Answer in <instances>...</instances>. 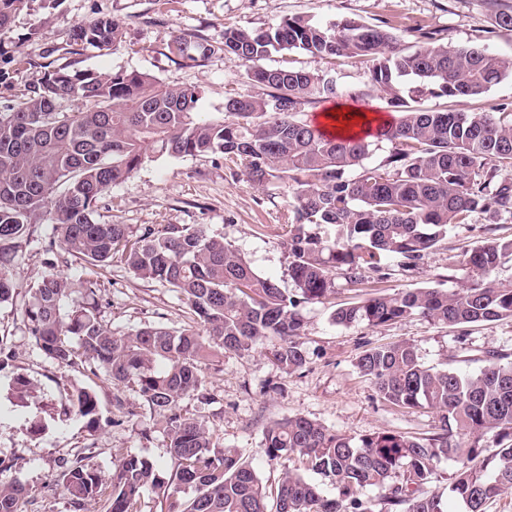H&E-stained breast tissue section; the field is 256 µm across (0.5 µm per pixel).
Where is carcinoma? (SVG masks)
I'll use <instances>...</instances> for the list:
<instances>
[{"label":"carcinoma","instance_id":"1","mask_svg":"<svg viewBox=\"0 0 512 512\" xmlns=\"http://www.w3.org/2000/svg\"><path fill=\"white\" fill-rule=\"evenodd\" d=\"M27 0H0V35ZM494 25L512 30V4L499 0ZM420 40L403 46L399 28L342 20L320 25L289 17L264 31L224 29L212 44L176 35L168 45L179 59L224 52L253 64L249 78L269 88L265 98L238 95L226 117L202 120L198 91L160 83L138 71L97 73L44 67L26 93L0 111V252L14 250L41 219L52 224L45 246L49 272L28 289L25 316L30 336L61 367L82 362L102 371L115 387L136 386L165 424L171 470L136 454L121 456L105 474L71 461L58 486L75 504L108 495L107 512H138L144 492L162 494L166 512H447L443 495L427 491L442 458L461 466L448 497L466 512L512 490V354L488 350L476 374L426 366L415 344L403 341L364 351L359 373L381 400L408 410L430 408L438 421L429 437L388 432L336 433L315 421L289 416L263 431L268 461L294 456L303 470L336 489L329 498L298 471H286L276 496L234 448H220L202 419L184 412L182 400L201 393V367L218 355L266 346L285 374L307 364L297 337L300 307L335 292L333 272L358 280L391 259L417 266L424 253L484 213L495 224L512 216V113H465L424 106L429 99L476 98L512 75V58L485 47H451L417 26ZM75 45L118 49L121 24L97 17L77 25ZM303 50L335 66L341 59L371 63L372 84L400 113L378 133L341 138L302 119L306 100L361 94L345 91L330 73L257 62L273 52ZM391 144L383 161L373 150ZM220 155L240 162L246 181L283 189L288 199V272L292 292L260 276L205 224H167L136 234L127 224L100 223L94 214L104 194L157 157ZM62 250L104 268L114 255L133 275L179 290L200 329L146 325L117 335L103 323L98 281L79 283L82 300L63 312L72 292L54 272ZM512 261V238H492L467 249L462 264L476 284L380 295L340 307L337 325H386L419 315L463 325L512 318V286L493 275ZM15 285L0 266V304ZM69 408L101 427L96 393L81 388ZM497 448L481 457L483 448ZM368 487L381 489L375 503ZM26 489L0 484V512H21Z\"/></svg>","mask_w":512,"mask_h":512}]
</instances>
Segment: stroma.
I'll list each match as a JSON object with an SVG mask.
<instances>
[{
    "label": "stroma",
    "instance_id": "obj_1",
    "mask_svg": "<svg viewBox=\"0 0 512 512\" xmlns=\"http://www.w3.org/2000/svg\"><path fill=\"white\" fill-rule=\"evenodd\" d=\"M491 14L488 0H28L13 17L10 30L0 36V68L12 73L9 83L0 84V104L19 95L41 65L52 60L80 70H134L167 85L199 88L197 112L219 120L225 98L236 93L262 97L266 87L249 80L247 64L232 55L219 53L200 62L172 60L168 45L175 35L218 42L228 27L261 31L290 16L324 25L352 18L371 25L389 22L405 30L422 24L442 43L483 46L512 57V31L493 27ZM103 15L123 25L117 51L81 47L64 53L75 25ZM336 78L344 89L364 92L367 109L387 111L362 60L338 62ZM436 105L458 112H512V77L480 97L440 99ZM287 210L286 196L246 183L239 168L223 158L161 156L112 186L95 218L137 231L164 224L208 225L258 274L289 291L293 283L282 229ZM32 230L29 242L8 263L20 294L0 305V341L16 353L15 361L0 368V458L14 464L12 470L0 472V482L17 480L26 486L23 512H107L105 501L80 508L53 489L66 462L84 457L108 472L120 454L132 453L163 468L169 461L166 438L159 417L133 384L118 392L127 413L117 415L112 406L116 392L108 376L59 366L29 335L23 293L46 271L44 249L52 226L43 220ZM496 237H512V220L492 224L485 214L475 213L468 223L449 225L447 238L428 250L417 267L402 268L388 261L380 276L368 273L353 281L337 275L329 299L305 304L301 310L304 331L299 342L307 353L305 368L284 374L260 348L242 355L225 353L218 367L204 368V395L186 397L183 411L208 421L219 447L238 449L267 484L298 466L293 458L268 462L262 452L264 428L285 416L305 417L351 436L431 434L435 414L427 409L408 412L382 401L374 385L358 372L357 357L369 347L406 340L415 344L426 365L475 373L484 351L512 353V318L450 326L414 316L388 326H341L331 315L338 307L375 295L469 286L473 279L459 262L461 250ZM56 271L72 281L96 275L105 304L103 320L113 332L127 334L147 324L179 330L195 323L194 313L175 288L134 277L120 260L96 271L63 252ZM20 378L30 381L27 392L18 391ZM79 388L97 393L101 429H89L77 414H62V406Z\"/></svg>",
    "mask_w": 512,
    "mask_h": 512
}]
</instances>
